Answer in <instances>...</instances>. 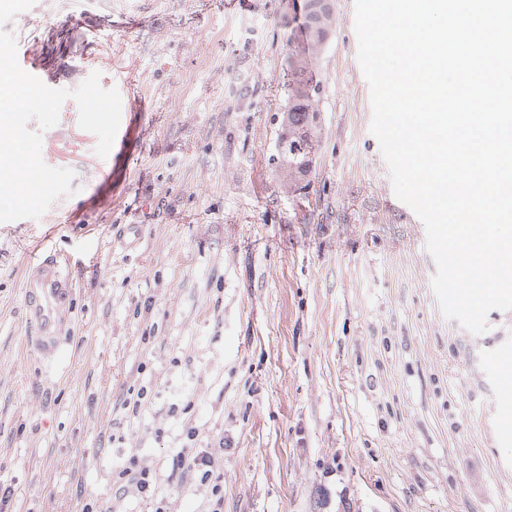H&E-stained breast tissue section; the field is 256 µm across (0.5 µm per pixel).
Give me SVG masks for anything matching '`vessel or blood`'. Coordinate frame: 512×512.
<instances>
[{"label":"vessel or blood","mask_w":512,"mask_h":512,"mask_svg":"<svg viewBox=\"0 0 512 512\" xmlns=\"http://www.w3.org/2000/svg\"><path fill=\"white\" fill-rule=\"evenodd\" d=\"M65 260L46 252L24 279L25 318L34 334L31 342L46 358L59 349L65 310L72 290L65 274Z\"/></svg>","instance_id":"obj_1"}]
</instances>
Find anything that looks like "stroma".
<instances>
[{"label":"stroma","mask_w":512,"mask_h":512,"mask_svg":"<svg viewBox=\"0 0 512 512\" xmlns=\"http://www.w3.org/2000/svg\"><path fill=\"white\" fill-rule=\"evenodd\" d=\"M333 8L321 142L293 192L270 157L304 0H35L6 23L20 67L61 43L47 86L97 71L144 107L102 158L65 100L41 155L72 194L0 223V512H150L112 489L132 455L169 512H196L174 464L188 427L224 449V512H512L492 364L512 311L481 335L442 314L425 226L370 132L354 0ZM49 250L75 288L54 359L28 345L22 292Z\"/></svg>","instance_id":"stroma-1"}]
</instances>
